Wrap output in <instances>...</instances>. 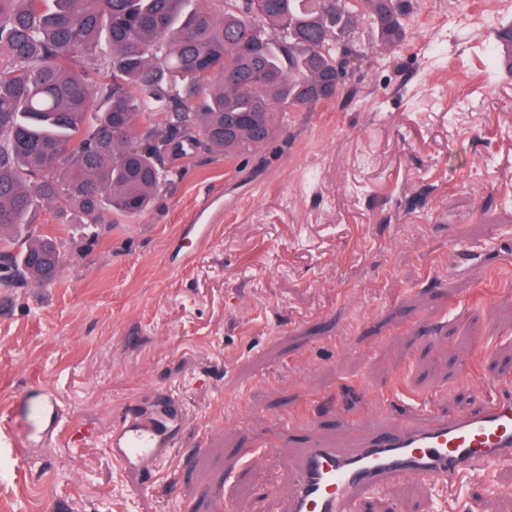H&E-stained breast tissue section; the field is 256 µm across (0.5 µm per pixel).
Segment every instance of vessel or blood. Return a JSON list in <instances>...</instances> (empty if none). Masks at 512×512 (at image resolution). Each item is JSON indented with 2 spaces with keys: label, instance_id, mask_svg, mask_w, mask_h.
Instances as JSON below:
<instances>
[{
  "label": "vessel or blood",
  "instance_id": "1",
  "mask_svg": "<svg viewBox=\"0 0 512 512\" xmlns=\"http://www.w3.org/2000/svg\"><path fill=\"white\" fill-rule=\"evenodd\" d=\"M476 406L448 415L408 411L393 425L355 423L350 434L296 448L286 487L287 512H355L361 491L392 478L428 479L455 491L464 478L512 460V383L486 382ZM35 430L48 446L61 424V402L49 395L39 405ZM185 415L168 399L127 414L107 437L113 458L149 474L185 437Z\"/></svg>",
  "mask_w": 512,
  "mask_h": 512
}]
</instances>
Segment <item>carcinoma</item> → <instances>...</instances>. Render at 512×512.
Masks as SVG:
<instances>
[{
  "label": "carcinoma",
  "mask_w": 512,
  "mask_h": 512,
  "mask_svg": "<svg viewBox=\"0 0 512 512\" xmlns=\"http://www.w3.org/2000/svg\"><path fill=\"white\" fill-rule=\"evenodd\" d=\"M0 0V286L50 283L61 253L41 209L81 224L148 210L170 148L226 157L273 139L287 112L335 98L341 37L363 20L406 35L410 0ZM492 62L512 72V24ZM165 119L142 128L137 118Z\"/></svg>",
  "instance_id": "1"
}]
</instances>
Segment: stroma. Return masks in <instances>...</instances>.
<instances>
[{
  "mask_svg": "<svg viewBox=\"0 0 512 512\" xmlns=\"http://www.w3.org/2000/svg\"><path fill=\"white\" fill-rule=\"evenodd\" d=\"M512 0H413L406 38L367 23L333 100L233 159L170 151L132 221H55L61 268L0 288V512H286L297 441L512 379V76L487 49ZM223 221L185 236L204 207ZM67 424L33 445L34 407ZM179 401L187 445L153 483L112 459L123 413ZM280 453L268 455L270 436ZM365 512H512V462L455 496L393 481ZM40 425L34 430L41 447H47L61 424V402L56 395L46 396L39 405Z\"/></svg>",
  "mask_w": 512,
  "mask_h": 512,
  "instance_id": "obj_1",
  "label": "stroma"
}]
</instances>
